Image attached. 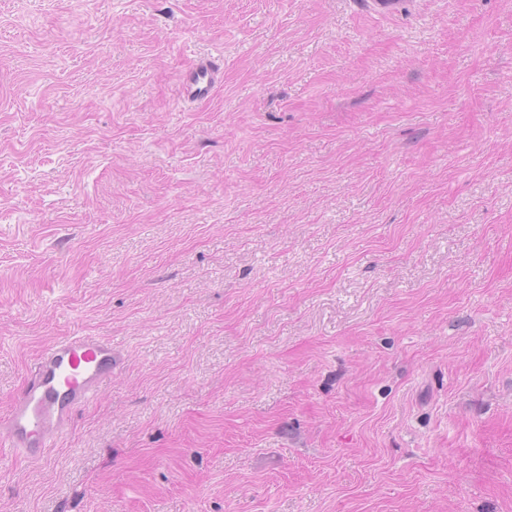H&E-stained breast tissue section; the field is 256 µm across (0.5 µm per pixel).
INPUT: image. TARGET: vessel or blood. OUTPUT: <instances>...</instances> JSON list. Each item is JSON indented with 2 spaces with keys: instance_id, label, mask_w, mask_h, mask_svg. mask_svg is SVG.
<instances>
[{
  "instance_id": "b4317fda",
  "label": "vessel or blood",
  "mask_w": 512,
  "mask_h": 512,
  "mask_svg": "<svg viewBox=\"0 0 512 512\" xmlns=\"http://www.w3.org/2000/svg\"><path fill=\"white\" fill-rule=\"evenodd\" d=\"M218 77L212 61L192 63L181 73L182 91L189 99H206ZM116 364L111 340L89 333L77 332L45 347L0 423V447L43 458L52 439L70 427L76 410L111 381Z\"/></svg>"
}]
</instances>
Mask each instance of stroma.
<instances>
[{"label":"stroma","instance_id":"35a3bbf8","mask_svg":"<svg viewBox=\"0 0 512 512\" xmlns=\"http://www.w3.org/2000/svg\"><path fill=\"white\" fill-rule=\"evenodd\" d=\"M77 330L0 512H512V0H0V420ZM219 77V69L211 60L192 63L181 73L183 94L194 101L209 97ZM117 364L112 341L76 332L43 349L21 394L0 425V447L43 458L76 410L112 381Z\"/></svg>","mask_w":512,"mask_h":512}]
</instances>
